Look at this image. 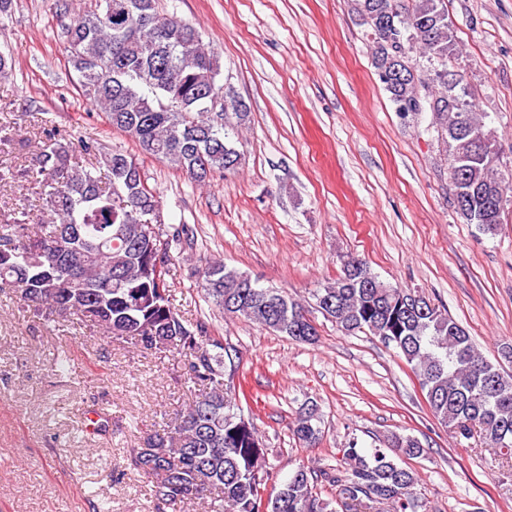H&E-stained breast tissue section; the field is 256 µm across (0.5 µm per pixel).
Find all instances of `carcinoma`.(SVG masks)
<instances>
[{"label": "carcinoma", "mask_w": 512, "mask_h": 512, "mask_svg": "<svg viewBox=\"0 0 512 512\" xmlns=\"http://www.w3.org/2000/svg\"><path fill=\"white\" fill-rule=\"evenodd\" d=\"M160 0H87L64 10L61 43L83 97L110 127L138 142L154 159L196 182L236 169L245 104L219 84L221 58L203 44L195 25L159 7ZM371 28L372 65L394 106L432 113L448 157L449 178L472 192L456 208L469 224L495 234L505 188L493 132L475 111L466 76L448 80L459 56L445 0H356ZM223 94V105L206 104ZM38 171L0 163V187L26 182L36 214L0 212V288H9L54 322L77 317L102 335L142 353L174 348L186 357L198 386L189 407L162 430L128 449L129 468L151 479L157 509L194 506L204 512H427L414 487L416 473L400 456L424 455L413 436L393 435L382 448L352 440L340 467L316 472L298 466L263 499L267 447L252 419L235 411L239 365L207 324L189 323L169 300L165 279L173 253L192 247L188 224L162 228L156 192L136 161L93 140L73 143L53 126H39ZM247 274L209 261L200 271L205 298L227 316L293 340L317 336L303 306ZM319 311L346 334L368 331L393 345L410 367L434 419L465 439L477 434L502 462L512 464V374L478 351L446 309L423 294L385 283L359 257L344 261L336 280L316 289ZM316 405L301 409L294 435L306 447L320 441ZM334 490L326 499L322 489Z\"/></svg>", "instance_id": "1"}]
</instances>
